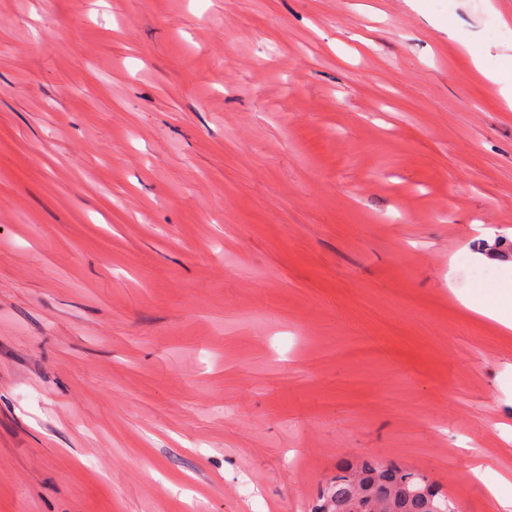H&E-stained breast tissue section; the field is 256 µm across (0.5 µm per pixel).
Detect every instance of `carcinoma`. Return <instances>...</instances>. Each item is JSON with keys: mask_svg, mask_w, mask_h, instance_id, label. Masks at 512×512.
I'll return each mask as SVG.
<instances>
[{"mask_svg": "<svg viewBox=\"0 0 512 512\" xmlns=\"http://www.w3.org/2000/svg\"><path fill=\"white\" fill-rule=\"evenodd\" d=\"M316 512H458L423 472L372 457L345 459L327 479Z\"/></svg>", "mask_w": 512, "mask_h": 512, "instance_id": "cac0c4a2", "label": "carcinoma"}]
</instances>
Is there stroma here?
Here are the masks:
<instances>
[{
	"label": "stroma",
	"mask_w": 512,
	"mask_h": 512,
	"mask_svg": "<svg viewBox=\"0 0 512 512\" xmlns=\"http://www.w3.org/2000/svg\"><path fill=\"white\" fill-rule=\"evenodd\" d=\"M512 0H0V512L512 498ZM495 256L476 279L477 255ZM501 496V497H502ZM505 57L497 71L488 72L485 75L489 80L501 85L500 93L512 108V57ZM461 304L479 317L496 323L505 332L512 331V280L504 282L494 302L476 301L458 295ZM357 488L366 498L361 503ZM318 500L315 512H458L454 501L426 474L379 457L343 460Z\"/></svg>",
	"instance_id": "1"
}]
</instances>
